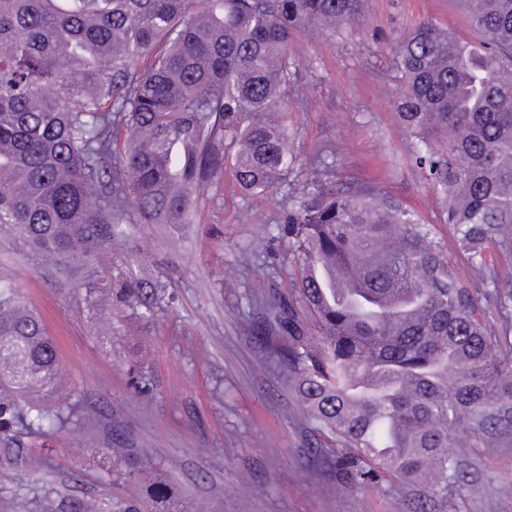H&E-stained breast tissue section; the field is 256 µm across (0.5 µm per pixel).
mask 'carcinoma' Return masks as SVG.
<instances>
[{
    "label": "carcinoma",
    "instance_id": "carcinoma-1",
    "mask_svg": "<svg viewBox=\"0 0 512 512\" xmlns=\"http://www.w3.org/2000/svg\"><path fill=\"white\" fill-rule=\"evenodd\" d=\"M477 39L432 21L401 41L399 123L444 196L457 275L428 225L382 190L327 174L279 220L298 277L249 294L251 335L288 370L308 466L355 485L380 475L433 493L465 478L467 440L512 428V0H468ZM367 0H0V224L47 265L85 257L125 224H194L200 188L231 165L245 194L297 164L288 135L293 44L363 20ZM148 276L86 289L89 306L150 319ZM48 329L0 275V435L42 436L75 405ZM112 512H195L153 466ZM47 512H101L59 496Z\"/></svg>",
    "mask_w": 512,
    "mask_h": 512
}]
</instances>
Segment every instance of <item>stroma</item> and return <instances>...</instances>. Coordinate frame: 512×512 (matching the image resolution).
Listing matches in <instances>:
<instances>
[{"mask_svg": "<svg viewBox=\"0 0 512 512\" xmlns=\"http://www.w3.org/2000/svg\"><path fill=\"white\" fill-rule=\"evenodd\" d=\"M426 19L466 30V4L369 0L364 24L296 41L288 124L298 165L266 194H241L224 171L203 191L199 223L128 224L89 256L55 267L42 265L17 230L0 227V272L44 319L84 411L81 423L43 438H0V512H44L59 494L102 506L139 493L94 462L113 445L151 460L205 512H410L421 487L391 477L370 487L331 484L305 466L313 437L289 420L296 399L288 373L250 335L247 294L258 279L290 288L294 246L277 222L324 145L336 150V176L380 187L430 225L432 241L447 244L445 204L415 167L416 141L394 109L400 38ZM144 268L167 285L153 319L109 321L88 309L90 283ZM107 322L108 349L99 339ZM133 356L143 393L127 373ZM470 445L466 482L432 512H512V432Z\"/></svg>", "mask_w": 512, "mask_h": 512, "instance_id": "35a3bbf8", "label": "stroma"}]
</instances>
